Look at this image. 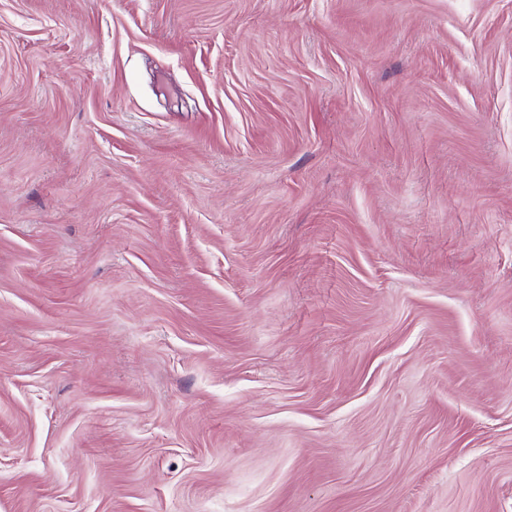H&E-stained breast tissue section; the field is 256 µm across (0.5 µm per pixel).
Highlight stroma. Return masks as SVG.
Returning <instances> with one entry per match:
<instances>
[{
	"label": "stroma",
	"instance_id": "stroma-1",
	"mask_svg": "<svg viewBox=\"0 0 512 512\" xmlns=\"http://www.w3.org/2000/svg\"><path fill=\"white\" fill-rule=\"evenodd\" d=\"M0 512H512V0H0Z\"/></svg>",
	"mask_w": 512,
	"mask_h": 512
}]
</instances>
